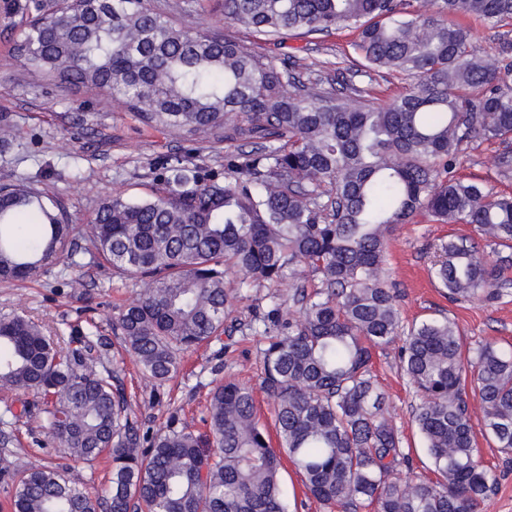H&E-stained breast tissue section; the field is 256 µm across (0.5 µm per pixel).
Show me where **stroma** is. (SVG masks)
I'll use <instances>...</instances> for the list:
<instances>
[{"label": "stroma", "mask_w": 512, "mask_h": 512, "mask_svg": "<svg viewBox=\"0 0 512 512\" xmlns=\"http://www.w3.org/2000/svg\"><path fill=\"white\" fill-rule=\"evenodd\" d=\"M12 0H0V121H8L15 138L0 145V185L23 179L58 202L71 224L93 219L100 201L113 191L141 199L162 191L158 164L177 157L190 167L223 175L226 155L248 151L249 141L214 138L186 141L142 125L111 98L87 96L74 87L55 85L29 72L13 54L19 15L9 13ZM153 8L172 15L195 33L224 29V0H150ZM354 31L291 35L280 51L321 62L320 75L368 88L371 102L382 106L408 93L414 77L395 72L360 75L361 59L352 43ZM457 176L481 183L496 195H512V138H476L463 145ZM467 224H438L416 216L398 225L389 236L386 270L398 295L402 326L426 318L449 317L473 351L484 342L512 346V289L500 299L451 300L433 273L435 247L442 241L472 235ZM82 285L72 288L73 278ZM138 283L119 274L86 248H79L73 264L60 263L23 281H0V318L24 313L48 332L66 336L76 331H99L107 343L108 368L117 372L129 404V413L142 429L164 428L170 417L206 435V407L219 381L236 380L257 388L263 372V349L268 342L262 320L274 304L286 301L288 291L278 284L261 283L231 300L226 334L181 353L180 371L164 385H155L136 359L121 348L118 316L136 295ZM372 372L388 401V417L409 453L411 467L396 475L431 476L430 460L414 421L418 402L400 368L397 345L377 351ZM258 418L274 431L273 408L264 393L256 395ZM480 459L495 477V486L482 512H512V459L485 438L477 440ZM41 461L61 468L69 461L44 434L38 416H23L0 424V512H10L14 492L7 476Z\"/></svg>", "instance_id": "1"}]
</instances>
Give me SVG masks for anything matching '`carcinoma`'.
I'll return each instance as SVG.
<instances>
[{"mask_svg":"<svg viewBox=\"0 0 512 512\" xmlns=\"http://www.w3.org/2000/svg\"><path fill=\"white\" fill-rule=\"evenodd\" d=\"M224 0V22L263 37L357 32L363 73L418 78L382 107L354 84L304 82L307 57L261 52L230 32L193 34L145 0H14V44L28 70L60 85L106 92L143 124L185 140H259L224 163V180L178 158L160 165L165 190L112 194L77 232L62 208L25 180L0 185V279L26 280L74 256L81 234L112 268L141 283L119 314L124 347L155 383L179 354L224 331L225 280L288 281L276 304L280 335L264 354L262 391L275 405L278 446L257 418L255 392H212L209 436L167 425L154 434L127 416L124 389L103 366L101 337L66 340L30 318L0 319V388L35 396L20 415L76 463L111 460L107 496L42 464L17 473L12 512H287V455L306 490L336 512H480L494 486L481 464L468 395L483 433L512 452V350L494 342L464 355L456 324L400 328L386 282L387 241L423 215L469 224L512 249V196L452 175L477 137L512 138V61L482 54L468 27L442 17L512 21V0ZM434 274L456 297L497 299L505 282L473 238L439 245ZM320 275L309 293L302 268ZM402 340L401 363L419 402L414 421L436 479H394L409 461L370 373L375 350Z\"/></svg>","mask_w":512,"mask_h":512,"instance_id":"1","label":"carcinoma"}]
</instances>
